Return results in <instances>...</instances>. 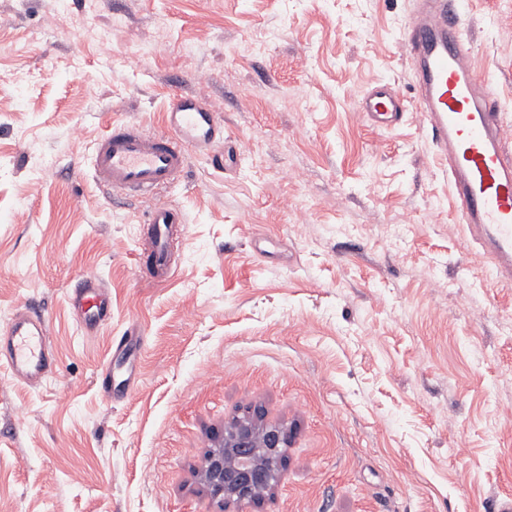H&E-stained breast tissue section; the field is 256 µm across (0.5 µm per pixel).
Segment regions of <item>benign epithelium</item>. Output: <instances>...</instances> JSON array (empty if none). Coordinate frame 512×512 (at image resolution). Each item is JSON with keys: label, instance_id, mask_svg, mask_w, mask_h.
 Listing matches in <instances>:
<instances>
[{"label": "benign epithelium", "instance_id": "obj_1", "mask_svg": "<svg viewBox=\"0 0 512 512\" xmlns=\"http://www.w3.org/2000/svg\"><path fill=\"white\" fill-rule=\"evenodd\" d=\"M288 447V430L263 421L255 412L224 428V438L211 449L202 467V484L222 512H244L258 506L271 490Z\"/></svg>", "mask_w": 512, "mask_h": 512}]
</instances>
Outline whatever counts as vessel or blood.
I'll list each match as a JSON object with an SVG mask.
<instances>
[{"label":"vessel or blood","mask_w":512,"mask_h":512,"mask_svg":"<svg viewBox=\"0 0 512 512\" xmlns=\"http://www.w3.org/2000/svg\"><path fill=\"white\" fill-rule=\"evenodd\" d=\"M463 0H418L404 43L416 80L415 104L389 86L377 85L359 110L377 127L397 125L408 110L425 115L439 155L448 167L455 211L472 241L487 256L495 280L512 281V145L503 136V115L490 80L474 66L473 47L462 32ZM220 107L179 93L170 97L164 128L148 132L135 122L112 124L94 143L89 164L96 181L125 199L153 196L180 180L189 152L223 162ZM184 218L174 206L154 203L148 211L142 268L156 283L174 271L172 243ZM76 325L92 333L110 318L112 301L104 281L81 276L68 294ZM57 365L47 319L18 308L0 328V368L14 381L40 386Z\"/></svg>","instance_id":"obj_1"}]
</instances>
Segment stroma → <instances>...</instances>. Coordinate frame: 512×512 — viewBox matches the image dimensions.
Wrapping results in <instances>:
<instances>
[{
	"label": "stroma",
	"mask_w": 512,
	"mask_h": 512,
	"mask_svg": "<svg viewBox=\"0 0 512 512\" xmlns=\"http://www.w3.org/2000/svg\"><path fill=\"white\" fill-rule=\"evenodd\" d=\"M414 0H0V326L50 323L57 368L0 369V512H219L200 482L234 416L288 429L260 512H497L512 495V282L453 207L424 116L372 126L385 83L415 97ZM462 28L512 143V0ZM108 45H101L100 34ZM213 100L237 154L190 152L161 199L177 271L137 261L147 203L95 181L115 121L160 130L172 93ZM106 282L92 338L67 295ZM138 382L107 400L114 343Z\"/></svg>",
	"instance_id": "35a3bbf8"
}]
</instances>
